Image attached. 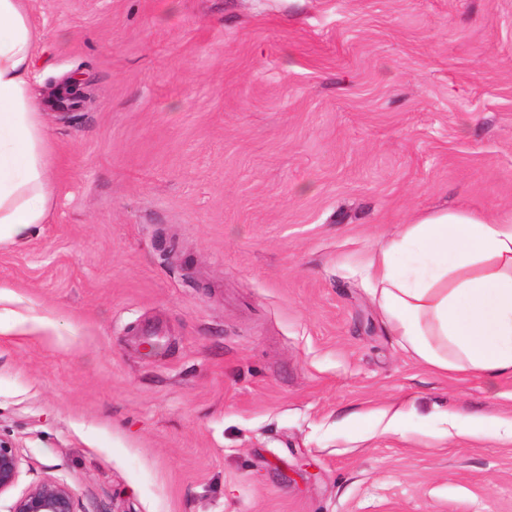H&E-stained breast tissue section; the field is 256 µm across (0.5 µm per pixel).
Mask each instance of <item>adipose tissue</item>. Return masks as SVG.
I'll use <instances>...</instances> for the list:
<instances>
[{
  "label": "adipose tissue",
  "instance_id": "ef3b65f1",
  "mask_svg": "<svg viewBox=\"0 0 512 512\" xmlns=\"http://www.w3.org/2000/svg\"><path fill=\"white\" fill-rule=\"evenodd\" d=\"M35 57L28 0H0V243L44 223L53 193ZM361 273L388 331L426 365L512 377V217L418 216Z\"/></svg>",
  "mask_w": 512,
  "mask_h": 512
}]
</instances>
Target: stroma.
<instances>
[{"label": "stroma", "instance_id": "1", "mask_svg": "<svg viewBox=\"0 0 512 512\" xmlns=\"http://www.w3.org/2000/svg\"><path fill=\"white\" fill-rule=\"evenodd\" d=\"M29 8L55 193L0 245L18 490L65 483L79 512H512V439L442 433L512 416V378L436 374L359 270L419 214H512V0ZM74 73L90 99L57 112Z\"/></svg>", "mask_w": 512, "mask_h": 512}]
</instances>
